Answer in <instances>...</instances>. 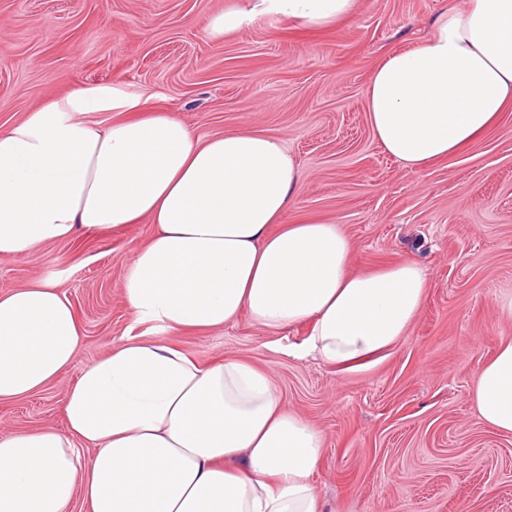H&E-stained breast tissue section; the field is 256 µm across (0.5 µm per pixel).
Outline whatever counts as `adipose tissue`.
I'll return each mask as SVG.
<instances>
[{"instance_id":"adipose-tissue-1","label":"adipose tissue","mask_w":512,"mask_h":512,"mask_svg":"<svg viewBox=\"0 0 512 512\" xmlns=\"http://www.w3.org/2000/svg\"><path fill=\"white\" fill-rule=\"evenodd\" d=\"M359 0H230L207 35L264 18L327 28ZM365 98L373 136L411 172L473 146L512 108V0L442 11L426 39L386 56ZM88 112H117L100 126ZM303 172L283 142L228 129L197 138L170 112H144L119 85H89L0 128V255L149 220L120 283L130 336L86 364L65 429L0 434V512H322L311 477L321 431L288 410L269 370L201 365L166 334L248 317L269 332L305 325L282 348L343 371L368 368L406 336L430 288L415 260L353 269L331 221L289 220ZM279 232H271V225ZM83 329L50 278L0 293V402L45 389L75 360ZM481 421L512 435V340L470 392Z\"/></svg>"}]
</instances>
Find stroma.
Wrapping results in <instances>:
<instances>
[{
	"mask_svg": "<svg viewBox=\"0 0 512 512\" xmlns=\"http://www.w3.org/2000/svg\"><path fill=\"white\" fill-rule=\"evenodd\" d=\"M225 2L0 0V127L78 86L119 84L200 137H280L304 173L290 219L339 224L355 270L419 262L430 279L421 315L382 360L352 372L274 351L303 341L304 326L272 334L243 318L174 343L204 365L272 370L288 409L323 433L313 483L327 512H512V435L470 402L476 371L512 339V321L493 313L512 295V110L462 154L413 173L374 139L365 100L376 65L465 0H360L330 29L264 20L216 42L207 18ZM152 233L144 221L0 257V291L54 279L85 332L45 391L0 403V429L64 428L67 388L134 331L118 284Z\"/></svg>",
	"mask_w": 512,
	"mask_h": 512,
	"instance_id": "stroma-1",
	"label": "stroma"
}]
</instances>
